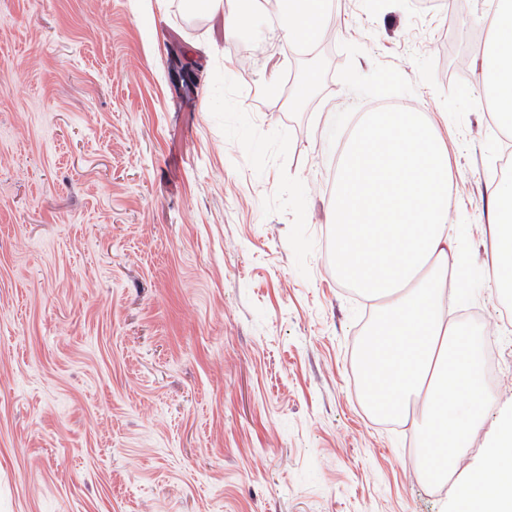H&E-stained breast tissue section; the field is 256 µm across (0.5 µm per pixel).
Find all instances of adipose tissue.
I'll return each mask as SVG.
<instances>
[{"label": "adipose tissue", "mask_w": 512, "mask_h": 512, "mask_svg": "<svg viewBox=\"0 0 512 512\" xmlns=\"http://www.w3.org/2000/svg\"><path fill=\"white\" fill-rule=\"evenodd\" d=\"M277 12L284 47L308 45L327 31L330 0H281ZM485 97L500 125L512 127V0H495L492 30L483 54L474 58ZM494 201L489 275L498 286L512 285V180L491 182ZM487 466L500 472L497 484L473 473L461 486L457 512H512V421H503L488 452Z\"/></svg>", "instance_id": "ef3b65f1"}]
</instances>
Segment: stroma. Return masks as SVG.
Instances as JSON below:
<instances>
[{
    "label": "stroma",
    "mask_w": 512,
    "mask_h": 512,
    "mask_svg": "<svg viewBox=\"0 0 512 512\" xmlns=\"http://www.w3.org/2000/svg\"><path fill=\"white\" fill-rule=\"evenodd\" d=\"M490 0H332L304 56L265 5L0 0V512H455L512 416V307L472 304L498 379L433 493L414 415L380 425L355 388L374 301L329 241L344 142L365 104L424 113L448 147L451 215L491 259L489 181L512 140L474 69Z\"/></svg>",
    "instance_id": "1"
}]
</instances>
